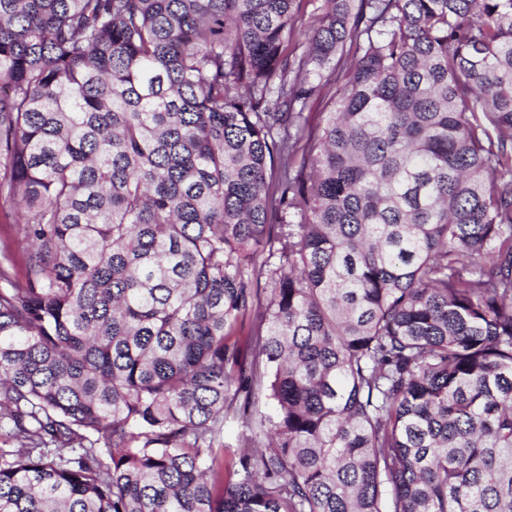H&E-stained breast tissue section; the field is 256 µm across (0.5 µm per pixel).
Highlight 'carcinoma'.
<instances>
[{
  "mask_svg": "<svg viewBox=\"0 0 512 512\" xmlns=\"http://www.w3.org/2000/svg\"><path fill=\"white\" fill-rule=\"evenodd\" d=\"M299 2L0 0V512H512V0ZM18 226L10 224V219L0 211V254L10 253L12 256V268H10L13 279L22 280L26 273V256L18 247Z\"/></svg>",
  "mask_w": 512,
  "mask_h": 512,
  "instance_id": "carcinoma-1",
  "label": "carcinoma"
}]
</instances>
